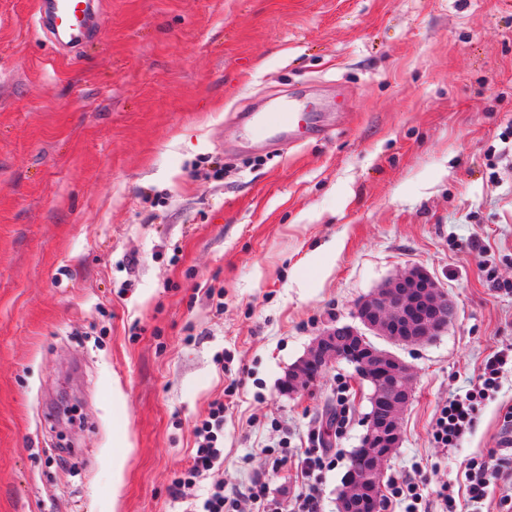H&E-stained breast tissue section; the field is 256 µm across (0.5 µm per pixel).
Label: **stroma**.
Listing matches in <instances>:
<instances>
[{"label":"stroma","mask_w":512,"mask_h":512,"mask_svg":"<svg viewBox=\"0 0 512 512\" xmlns=\"http://www.w3.org/2000/svg\"><path fill=\"white\" fill-rule=\"evenodd\" d=\"M35 4L0 0V512H184L171 482L232 383L210 482L260 478L295 504L304 479L267 451L318 428L336 512L362 387L343 363L293 397L281 382L415 265L456 318L398 351L415 388L383 480L414 479L440 512L467 461L512 473L510 372L458 447L431 437L512 344V0H100L71 54ZM270 96L328 135L257 147L236 115Z\"/></svg>","instance_id":"obj_1"}]
</instances>
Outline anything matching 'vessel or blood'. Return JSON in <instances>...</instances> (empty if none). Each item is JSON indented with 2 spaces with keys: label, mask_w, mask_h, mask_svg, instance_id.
Here are the masks:
<instances>
[{
  "label": "vessel or blood",
  "mask_w": 512,
  "mask_h": 512,
  "mask_svg": "<svg viewBox=\"0 0 512 512\" xmlns=\"http://www.w3.org/2000/svg\"><path fill=\"white\" fill-rule=\"evenodd\" d=\"M37 21L53 36L67 35L71 45H82L96 31V8L93 0H38ZM240 121L251 126L257 135L258 146L271 143L277 133L323 136L328 129L313 125L309 113L294 107L270 106L262 112L239 113Z\"/></svg>",
  "instance_id": "obj_1"
}]
</instances>
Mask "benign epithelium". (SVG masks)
<instances>
[{
	"label": "benign epithelium",
	"mask_w": 512,
	"mask_h": 512,
	"mask_svg": "<svg viewBox=\"0 0 512 512\" xmlns=\"http://www.w3.org/2000/svg\"><path fill=\"white\" fill-rule=\"evenodd\" d=\"M456 316V305L433 275L416 266L390 278L355 304L358 323H332L315 337L306 354L288 371L283 391L293 394L339 362L348 361L370 389L373 411L364 420L359 448L375 461L374 469L351 467L340 490L337 512H380L382 462L402 441L400 419L412 401V367L378 347L369 336L397 346L429 342Z\"/></svg>",
	"instance_id": "benign-epithelium-1"
}]
</instances>
